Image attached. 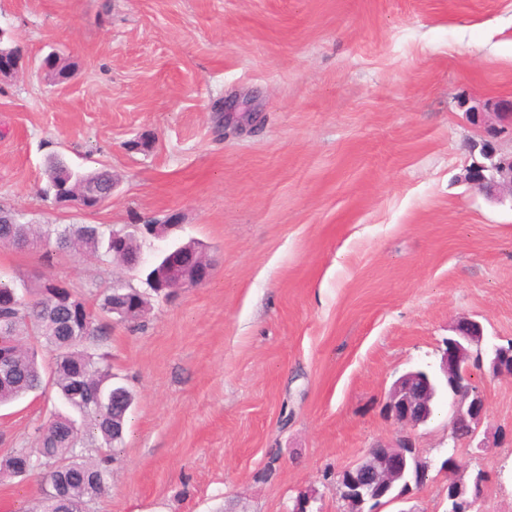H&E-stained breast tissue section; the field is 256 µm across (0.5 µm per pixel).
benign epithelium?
I'll return each mask as SVG.
<instances>
[{
    "mask_svg": "<svg viewBox=\"0 0 512 512\" xmlns=\"http://www.w3.org/2000/svg\"><path fill=\"white\" fill-rule=\"evenodd\" d=\"M58 60L57 53L51 52L44 58L42 67L60 82L67 78V72L58 68ZM21 68V58L0 52V77L11 76ZM494 116L496 122L492 123L483 113L473 115L475 123L484 125L488 140L481 146L482 160L467 166L461 181L497 203H512V152L499 153L492 144L494 138L505 135L512 138V113L509 107L499 106ZM211 272L205 257L187 247L173 253L167 268L172 284L191 288L205 284ZM453 332L445 341L441 375L432 381L426 370L404 373L389 389L384 410L395 424L414 431L433 417L436 401L449 395L453 414L448 438L453 447L472 452L484 447L478 435L486 417V405L481 389L472 378L471 367L487 362L493 374L512 377V339L505 345L485 350L483 325L470 319L457 321ZM411 468L419 471L421 481L427 480L429 464L419 458L411 435H402L393 444L370 447L362 461L346 468L340 476L338 491L347 512H377L381 507L406 501L401 485ZM453 488L457 492V506L448 512H481L485 484L471 485L458 479ZM317 501L316 494L301 493L290 512H320L315 508Z\"/></svg>",
    "mask_w": 512,
    "mask_h": 512,
    "instance_id": "7a95c632",
    "label": "benign epithelium"
}]
</instances>
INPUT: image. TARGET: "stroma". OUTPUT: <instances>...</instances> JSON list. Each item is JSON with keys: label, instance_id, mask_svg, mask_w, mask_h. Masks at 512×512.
Here are the masks:
<instances>
[{"label": "stroma", "instance_id": "1", "mask_svg": "<svg viewBox=\"0 0 512 512\" xmlns=\"http://www.w3.org/2000/svg\"><path fill=\"white\" fill-rule=\"evenodd\" d=\"M26 64L0 78V208L34 225L164 223L208 246L200 287L103 342L136 406L91 512H288L401 429L396 378L438 369L462 318L512 339V207L463 184L469 115L512 103V0H0ZM73 62L60 86L40 70ZM223 102L244 111L221 112ZM112 171L86 210L43 197L46 163ZM0 274H50L87 300L118 263L0 247ZM489 477L512 512V378L477 368ZM54 389L0 408V456L36 448ZM449 406L412 433L429 477L405 512H446ZM37 476L0 474V512H36Z\"/></svg>", "mask_w": 512, "mask_h": 512}]
</instances>
